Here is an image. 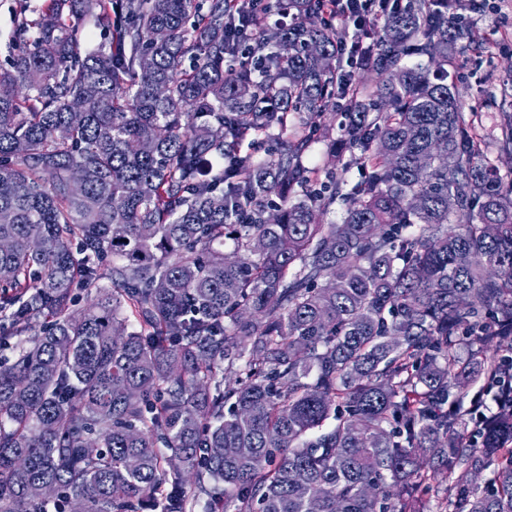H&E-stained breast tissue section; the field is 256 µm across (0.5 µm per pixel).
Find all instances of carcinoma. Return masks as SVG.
I'll return each mask as SVG.
<instances>
[{
	"instance_id": "obj_1",
	"label": "carcinoma",
	"mask_w": 512,
	"mask_h": 512,
	"mask_svg": "<svg viewBox=\"0 0 512 512\" xmlns=\"http://www.w3.org/2000/svg\"><path fill=\"white\" fill-rule=\"evenodd\" d=\"M318 0H267L262 69L234 67L226 0H50L0 67V512H512V98L448 68L474 32L409 0L342 95ZM86 26L105 41L83 53ZM283 135L273 155L243 150ZM341 203L339 222H322ZM233 242L236 259L224 255ZM96 294L81 309L75 291ZM485 375L493 413L463 409ZM489 472L484 482L476 474ZM444 476L447 484L437 483ZM49 485L54 493L45 496ZM345 119L340 112L328 111V114L317 121V142L312 145L310 150L302 157L303 166L306 168H314L318 171L321 179H324L326 171L336 172L350 180L359 177L360 168L350 162L348 153L338 158H334L329 149L331 141L337 139L340 135V125ZM347 165V168L345 166ZM497 131L494 130L491 122H488L485 129V138L488 155L498 166V172L502 177L511 178L512 176V156H502L500 158L496 142Z\"/></svg>"
}]
</instances>
